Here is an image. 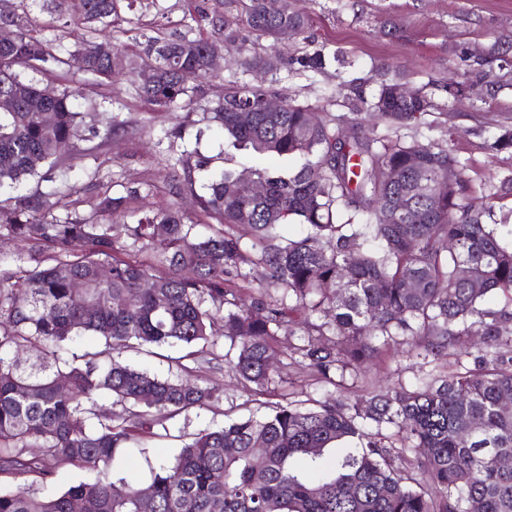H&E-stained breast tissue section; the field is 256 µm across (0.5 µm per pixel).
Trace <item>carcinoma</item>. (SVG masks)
I'll use <instances>...</instances> for the list:
<instances>
[{
	"label": "carcinoma",
	"mask_w": 512,
	"mask_h": 512,
	"mask_svg": "<svg viewBox=\"0 0 512 512\" xmlns=\"http://www.w3.org/2000/svg\"><path fill=\"white\" fill-rule=\"evenodd\" d=\"M123 1L143 3L53 0L81 31L72 48L36 30L21 2L8 18L15 39L0 47V97L16 101L0 112V191L9 190L0 195V237L17 245L0 254V512H71L75 502L83 512H512V469L499 466L512 457V409L501 405L512 394V225L470 197L465 165L448 145L380 135L359 117L312 124L310 107L294 100L282 112H258L269 89L237 85L207 116L224 132V168L177 149L174 125L163 131L168 206L132 224L104 223L138 195L129 187L103 193L89 214L47 220L58 189H76V155L60 158L58 145L83 140L88 113L75 111L68 89L54 92L45 111L30 110L43 86L25 71L66 66L109 85L148 69L152 79L135 92L159 107L186 100L207 72L203 38L136 27L132 38L144 48L129 54L101 37ZM245 12V34L219 18L211 24L226 41L274 43L308 25L303 12L269 15L265 0H245ZM330 62L319 49L290 64L321 73ZM383 96L381 84L354 108L396 130L426 116L418 95L381 108ZM243 106L255 109L248 125L237 113ZM488 148L512 152V125L498 126ZM234 150L297 165L249 168L266 187L257 197L240 180ZM45 166L56 188L17 192ZM387 171L398 179L385 180ZM441 179L448 192H415ZM185 196L217 221L208 233L181 210ZM399 197L425 220L385 223ZM288 224L306 225V235H281ZM76 242L82 251L73 255ZM462 267L469 278H460ZM236 278L256 283L259 295L245 298L232 287ZM409 279L418 288H406ZM74 280L84 284L79 293ZM270 288L281 298H266ZM492 294L502 299L497 308L485 305ZM325 305L331 318L309 317ZM284 332L298 337L288 345L293 363L336 389L392 344H408L430 363L454 355L457 369L411 386H375L356 402L284 396L265 414L194 434L143 481L110 471L165 421L214 400L207 385L161 377L113 352L184 345L189 357L212 355L222 336L230 369L264 398L274 393L269 361ZM86 337L104 350L61 357ZM24 347L42 356L23 360ZM101 396L124 405L127 417L115 420ZM330 452L332 463H323ZM67 467L82 476L65 490L33 489L54 484Z\"/></svg>",
	"instance_id": "cac0c4a2"
}]
</instances>
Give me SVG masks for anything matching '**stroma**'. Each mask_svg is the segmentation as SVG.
<instances>
[{
    "instance_id": "1",
    "label": "stroma",
    "mask_w": 512,
    "mask_h": 512,
    "mask_svg": "<svg viewBox=\"0 0 512 512\" xmlns=\"http://www.w3.org/2000/svg\"><path fill=\"white\" fill-rule=\"evenodd\" d=\"M243 5V0H156L141 14L144 25L160 28L166 37H206L216 44L221 71L201 80V91L193 104L180 102L168 108L152 105L135 94V78L130 74L108 86L97 85L92 76L74 71L41 75L43 84L77 90L76 111H87L94 103L99 124L115 119L137 130L136 135L115 138L105 146L93 133H86L78 144L76 189L55 197L52 214L56 219L85 210L87 200L98 192L87 178L94 170L111 176L108 190L114 194L121 193L124 183L140 185V195L128 210L112 215L114 223L133 222L137 211L167 203L168 152L166 146L156 143L164 127L181 126V147L199 149L212 156L213 168H222L219 153L224 137L204 114L215 105L225 85L234 81L264 84L320 115L347 116L356 97H372L383 77L402 76L435 104L418 130V139L446 142L465 159V177L473 195H487L489 183L512 177V154H496L487 148L498 125L512 124V50L484 63L476 59L478 53L490 54L495 41L512 40V0H288L292 10L308 15L309 23L283 49L264 38H253L243 45L230 43L223 33L191 19L197 12H217L242 29L246 26ZM322 47L339 58L322 73H295L284 66L273 71H248L241 66L246 58L265 60L279 54L288 59ZM480 72L497 82L495 94H488L485 84L477 82ZM452 80L469 86V93L449 94ZM180 354L177 348L120 354L121 359L159 375L199 381L215 389L210 408L167 421L158 437L129 448L124 476L146 477L150 465L172 459L191 434L223 425L226 417L260 409L224 360L202 356L183 364ZM455 369L452 355L426 365L409 348H389L365 376L347 382L340 396L352 401L376 383L409 385L425 374L443 376ZM275 388L298 400L318 399L327 393L306 370L288 364L281 367Z\"/></svg>"
}]
</instances>
